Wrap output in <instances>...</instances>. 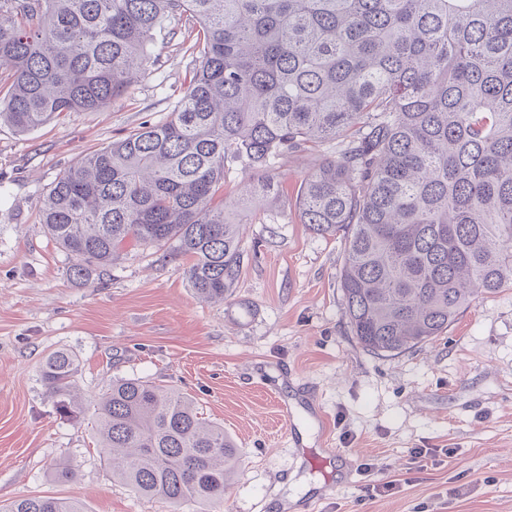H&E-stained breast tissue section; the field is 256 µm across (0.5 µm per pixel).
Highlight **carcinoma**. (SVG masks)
I'll return each mask as SVG.
<instances>
[{
  "instance_id": "cac0c4a2",
  "label": "carcinoma",
  "mask_w": 512,
  "mask_h": 512,
  "mask_svg": "<svg viewBox=\"0 0 512 512\" xmlns=\"http://www.w3.org/2000/svg\"><path fill=\"white\" fill-rule=\"evenodd\" d=\"M182 21L193 73L168 119L90 154L43 199L74 279L134 240L186 257L199 300H226L242 257L227 164L273 198L276 163L339 140L303 177L297 208L344 241L345 313L363 348L434 340L473 297L512 285V0H0V122L28 133L104 108ZM78 370L67 349L40 366L63 417L83 409ZM95 432L113 478L172 504L224 497L237 461L192 396L139 378L101 394ZM49 477L74 469L56 462ZM0 512L85 510L32 495Z\"/></svg>"
}]
</instances>
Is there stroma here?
Listing matches in <instances>:
<instances>
[{"instance_id": "stroma-1", "label": "stroma", "mask_w": 512, "mask_h": 512, "mask_svg": "<svg viewBox=\"0 0 512 512\" xmlns=\"http://www.w3.org/2000/svg\"><path fill=\"white\" fill-rule=\"evenodd\" d=\"M182 40L159 36L148 74L99 111L25 134L0 123V501L273 512L279 485L297 512H512V288L473 299L434 341L396 355L365 350L345 314L344 242L313 233L296 206L304 174L335 143L283 160V195L241 212L244 259L224 303L193 296L185 259L132 240L111 266L73 281L72 258L40 222L43 198L86 154L167 119L189 80ZM58 348L77 355L87 399L121 377L194 397L238 449L223 499L175 510L115 483L92 410L60 417L39 382ZM280 401L293 425L279 420ZM420 448L425 457L414 458ZM59 460L72 463V482L49 480ZM370 478L402 485L361 499Z\"/></svg>"}]
</instances>
